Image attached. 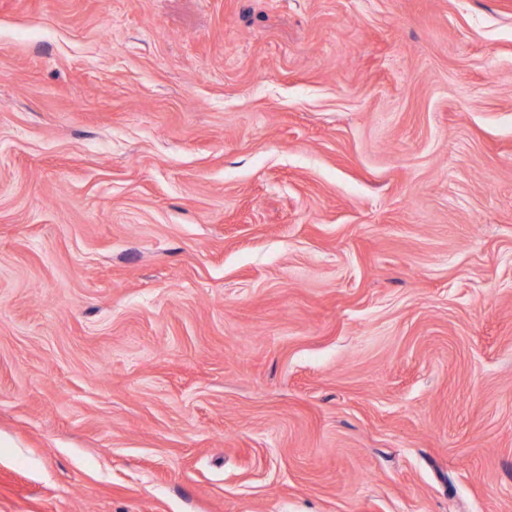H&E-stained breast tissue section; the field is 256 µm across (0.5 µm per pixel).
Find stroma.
Wrapping results in <instances>:
<instances>
[{
	"mask_svg": "<svg viewBox=\"0 0 512 512\" xmlns=\"http://www.w3.org/2000/svg\"><path fill=\"white\" fill-rule=\"evenodd\" d=\"M0 512H512V0H0Z\"/></svg>",
	"mask_w": 512,
	"mask_h": 512,
	"instance_id": "obj_1",
	"label": "stroma"
}]
</instances>
